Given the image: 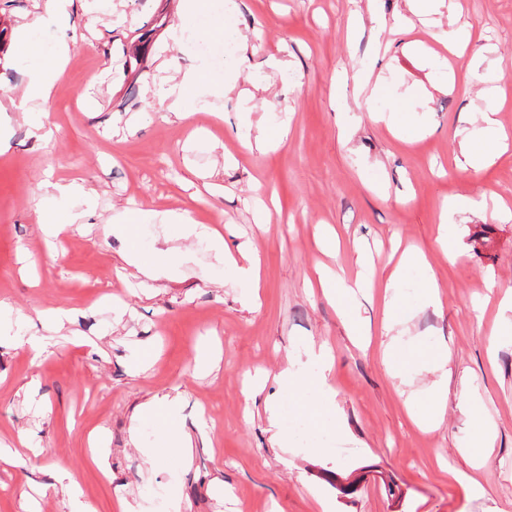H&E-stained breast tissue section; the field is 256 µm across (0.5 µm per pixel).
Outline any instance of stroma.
<instances>
[{
    "label": "stroma",
    "mask_w": 512,
    "mask_h": 512,
    "mask_svg": "<svg viewBox=\"0 0 512 512\" xmlns=\"http://www.w3.org/2000/svg\"><path fill=\"white\" fill-rule=\"evenodd\" d=\"M236 2L230 18L226 0H207L205 15L230 19V37L248 40L237 74L200 52L210 28L202 17L178 19L180 0H72L75 43L42 106L53 138L38 140L20 113L0 112V446L20 450L0 464V512H73L61 470L90 512H121L120 493L137 512H172L175 493L188 512H512V335L502 333L512 311L500 307L512 286V68L498 82L506 151L463 173L454 137L481 125L483 101L466 79L472 55L483 52L488 67L512 58V0H461L455 15L437 14L444 28L455 17L471 24L459 57L408 15L406 0ZM37 4L0 0L9 29L0 102L28 84L32 64L14 31ZM199 65L216 113L167 119L170 88ZM380 78L388 96L358 86ZM395 99L416 129H394ZM284 122L278 146L248 147ZM47 179L84 188L55 209L57 219L78 218L60 239L38 219ZM458 196L488 207L443 214ZM138 208L155 212L135 233L142 261L164 270L157 279L129 274L128 242L112 232ZM166 213L218 227L228 246L252 244L258 289L225 278L210 242L161 223ZM443 226L457 260L438 246ZM407 248L425 254L441 306L420 304V272L410 270L398 284L408 313L387 334L384 284ZM324 266L367 279L362 335L319 288ZM57 308L68 312L59 326L46 319ZM30 338L45 342L40 357ZM412 338L450 356L448 407L432 431L404 397L432 373L382 362L389 341ZM312 344L332 350L342 431L325 436V455L293 459L274 441L265 406L284 402L277 376ZM464 390L481 398L493 430L477 469L461 452ZM166 397L180 400L191 461L160 447L161 420L139 416Z\"/></svg>",
    "instance_id": "1"
}]
</instances>
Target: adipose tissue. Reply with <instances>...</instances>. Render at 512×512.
Masks as SVG:
<instances>
[{
  "label": "adipose tissue",
  "instance_id": "adipose-tissue-1",
  "mask_svg": "<svg viewBox=\"0 0 512 512\" xmlns=\"http://www.w3.org/2000/svg\"><path fill=\"white\" fill-rule=\"evenodd\" d=\"M71 0H45L42 10L29 16L19 27L17 40L24 54L33 60L35 68L23 98L16 106L23 115H37L41 104L49 97L57 79L69 59L72 41L67 32L70 28L69 5ZM56 27L60 38L50 48H43L37 39L44 26ZM209 83L205 70L196 69L184 74L181 91L168 105L169 114L186 120L192 114L210 110L211 102L203 93ZM498 106L494 100H487L480 112L483 124L479 134L463 141L461 147L467 154V166L479 171L493 164L499 156L500 131L496 120ZM188 234L210 238L214 248L224 257V268L240 284L254 288L259 284V260L253 248L238 246L230 248L223 236L205 224H191ZM423 267L425 260L419 254L409 252L400 260L399 269L390 274L384 292L383 328L392 331L401 322L403 302L396 285L402 279V267L408 265ZM320 286L327 298L336 304L341 316L353 331L361 326L356 313L357 294L362 281L350 282L338 274H324ZM386 362H392L409 370L427 369L435 378L423 391L411 393L409 408L418 410L423 419L422 426L436 427L441 421L448 401V357L435 352L423 340H412L403 344H389L385 350ZM331 367V355L325 348L311 347L304 362L290 365L279 374V383L288 399V406L296 417L302 418L314 433L339 431L335 392L327 381ZM461 398L468 406V443L464 449L472 464H480L492 430L482 421V405L479 397L472 392H462Z\"/></svg>",
  "mask_w": 512,
  "mask_h": 512
}]
</instances>
